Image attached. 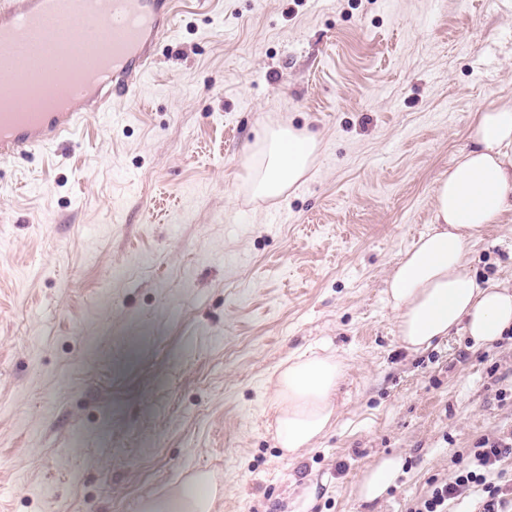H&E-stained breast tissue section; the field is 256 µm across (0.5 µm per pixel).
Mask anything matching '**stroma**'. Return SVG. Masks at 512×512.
Returning <instances> with one entry per match:
<instances>
[{"label":"stroma","instance_id":"35a3bbf8","mask_svg":"<svg viewBox=\"0 0 512 512\" xmlns=\"http://www.w3.org/2000/svg\"><path fill=\"white\" fill-rule=\"evenodd\" d=\"M502 96L512 0H181L128 109L0 168V512H139L199 470L214 512H406L452 479L512 429V335L409 352L385 279ZM280 124L317 155L258 198ZM467 258L511 280L512 217ZM325 350L340 416L283 457L274 371ZM402 470V460L397 456L381 458L364 476L359 486V495L365 501L383 498L395 485Z\"/></svg>","mask_w":512,"mask_h":512}]
</instances>
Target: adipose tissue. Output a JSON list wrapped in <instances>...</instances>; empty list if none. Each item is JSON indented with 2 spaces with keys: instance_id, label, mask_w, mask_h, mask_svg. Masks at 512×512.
Returning a JSON list of instances; mask_svg holds the SVG:
<instances>
[{
  "instance_id": "ef3b65f1",
  "label": "adipose tissue",
  "mask_w": 512,
  "mask_h": 512,
  "mask_svg": "<svg viewBox=\"0 0 512 512\" xmlns=\"http://www.w3.org/2000/svg\"><path fill=\"white\" fill-rule=\"evenodd\" d=\"M467 138L447 175L434 183L433 224L402 252L386 281L398 339L412 352L458 332L489 345L512 330V285L479 282L466 260L490 225L512 216V98L475 113ZM262 144L264 161L251 179L261 197L278 196L302 179L318 146L314 134L287 126L267 130ZM343 374V362L331 353H301L276 370V438L286 456L314 447L332 430ZM401 470L399 457L381 458L365 474L360 497L383 498ZM217 493L210 475L198 472L170 495L143 502L141 512H213Z\"/></svg>"
}]
</instances>
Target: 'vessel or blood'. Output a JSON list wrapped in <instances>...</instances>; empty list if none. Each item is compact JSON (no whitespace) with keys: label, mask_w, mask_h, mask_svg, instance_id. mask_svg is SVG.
<instances>
[{"label":"vessel or blood","mask_w":512,"mask_h":512,"mask_svg":"<svg viewBox=\"0 0 512 512\" xmlns=\"http://www.w3.org/2000/svg\"><path fill=\"white\" fill-rule=\"evenodd\" d=\"M175 0H0V165L138 98Z\"/></svg>","instance_id":"b4317fda"}]
</instances>
